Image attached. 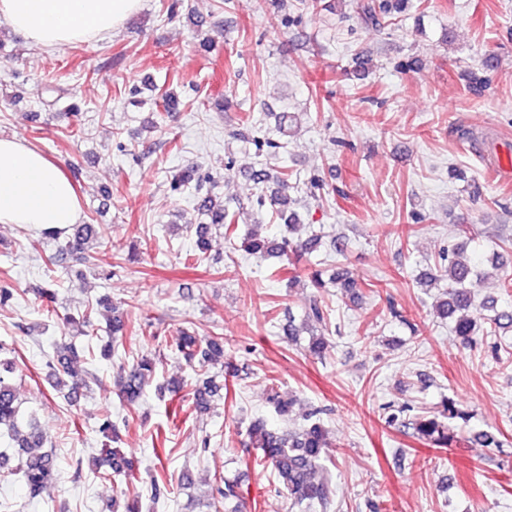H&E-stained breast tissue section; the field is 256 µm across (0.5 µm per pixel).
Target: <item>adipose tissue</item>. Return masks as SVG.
I'll use <instances>...</instances> for the list:
<instances>
[{
	"mask_svg": "<svg viewBox=\"0 0 512 512\" xmlns=\"http://www.w3.org/2000/svg\"><path fill=\"white\" fill-rule=\"evenodd\" d=\"M141 0H0V21L42 48L108 33ZM81 211L75 183L16 137H0V224L66 228Z\"/></svg>",
	"mask_w": 512,
	"mask_h": 512,
	"instance_id": "obj_1",
	"label": "adipose tissue"
}]
</instances>
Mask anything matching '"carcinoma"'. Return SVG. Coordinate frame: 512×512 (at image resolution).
<instances>
[{
  "label": "carcinoma",
  "mask_w": 512,
  "mask_h": 512,
  "mask_svg": "<svg viewBox=\"0 0 512 512\" xmlns=\"http://www.w3.org/2000/svg\"><path fill=\"white\" fill-rule=\"evenodd\" d=\"M405 9V0H370L362 6V19L373 26L380 25V16L400 13ZM251 177L258 186L276 179L279 188L269 195L257 196V212L261 215L271 214L284 221L287 234L279 239L260 238L254 232H249L244 238V250L256 257L272 254L288 256L300 249L314 251L321 237L313 234L305 241H294V235L302 227L299 215L288 211L292 199L287 194L289 174L279 172L271 174L266 167L261 166L251 170ZM171 188L175 191L192 189L198 198V207L203 214L211 217L214 224L224 226V237L231 239L236 235L238 219L236 213L227 207L214 209L213 182L211 177L203 175L196 166L186 167L175 173L171 180ZM43 235L56 241L65 238L64 248L72 254H83L86 245L92 239H105L107 228L103 224H72L61 232L56 229H46ZM288 274V284L293 286L307 277L311 286L317 289L339 288L345 293L361 287L358 280L349 275L346 270L338 271L328 280H323L322 273L314 270L305 275L294 268H282ZM447 282V290L436 301V312L444 318H455L454 332L460 338L461 345L472 348L477 345L474 336L476 321L473 312L478 309L490 310L492 314L483 316L485 332L494 335L499 330L512 328V312L498 311L494 301L475 304L476 288L483 280L482 269L473 257L462 256L461 249H455L448 257V265L440 269V274H429L424 277V283L435 284ZM101 302L89 304L81 313V318L71 316L65 318L69 325L85 328L84 335L93 337L96 327L93 316L98 312ZM307 320L315 323V329L310 331L307 346L309 354L316 358L326 355L329 347L328 320L329 313L325 306L315 301L307 313ZM124 329V320L119 316L112 317L109 324L108 341L95 351L91 345L78 350L71 343H61L57 346L56 355L50 362L52 376L56 384L72 380L71 394L88 386L95 380L89 365L97 358L109 359L118 354L117 334ZM169 350L181 357L189 366L205 368L217 357L224 354V337L209 336L200 338L187 328H182L171 343ZM158 356L146 354L140 356L129 368L120 369L119 382L121 391L129 404L138 401L149 378L155 373ZM15 372V363L10 359H0V435L5 433L21 451L18 464L13 474L21 477L28 487L31 497H36L40 491L56 478V459L50 450L43 449V436L34 423H29L28 430L20 428V408L16 388L11 381ZM224 385L208 377L202 384L192 388L181 397V402L188 408L205 412L211 408L215 397L220 395ZM467 414L456 409L449 401L437 412L426 411L413 416L406 422L413 434L427 444L446 448L453 440L450 433L449 421L459 418L466 419ZM249 446L260 453L261 463L272 468L278 485L288 495L289 508L318 503L322 509L328 510L332 503L333 491L325 478L316 474L326 470L325 462L329 461L331 442L327 431L314 410L306 415V423L298 429H286L281 432L266 428L264 423H253L247 431ZM244 491L241 482L236 478L218 476L214 479L209 507L214 512H242Z\"/></svg>",
  "instance_id": "1"
}]
</instances>
